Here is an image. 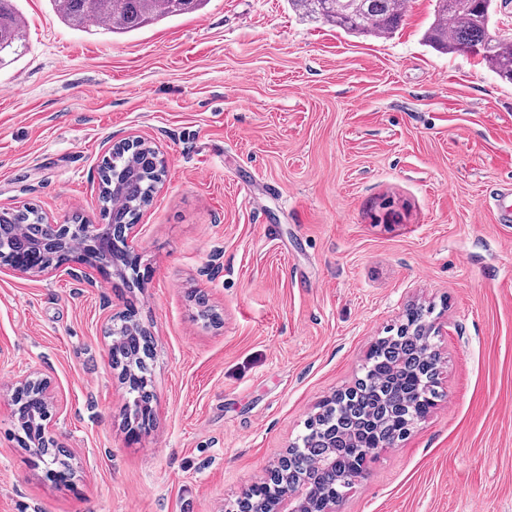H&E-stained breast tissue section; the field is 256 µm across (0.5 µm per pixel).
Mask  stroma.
<instances>
[{"label": "stroma", "instance_id": "stroma-1", "mask_svg": "<svg viewBox=\"0 0 512 512\" xmlns=\"http://www.w3.org/2000/svg\"><path fill=\"white\" fill-rule=\"evenodd\" d=\"M288 0H208L118 36L17 0L0 67V210L97 224L100 166L139 136L165 176L135 224L137 283L0 266V512H236L380 337L428 310L429 412L376 450L337 512H512V83L423 40ZM150 334L154 417L133 432L111 319ZM47 381L74 478L15 437L11 394ZM14 1L0 0V66L4 57L19 56L24 41L25 24Z\"/></svg>", "mask_w": 512, "mask_h": 512}]
</instances>
